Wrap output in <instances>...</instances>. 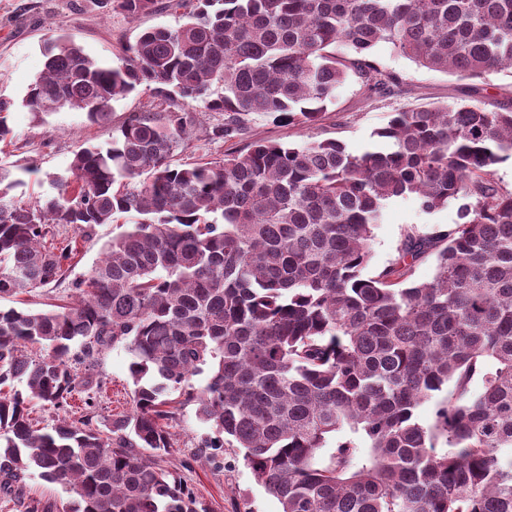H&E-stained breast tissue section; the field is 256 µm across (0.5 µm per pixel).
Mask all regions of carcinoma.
Wrapping results in <instances>:
<instances>
[{"label":"carcinoma","mask_w":512,"mask_h":512,"mask_svg":"<svg viewBox=\"0 0 512 512\" xmlns=\"http://www.w3.org/2000/svg\"><path fill=\"white\" fill-rule=\"evenodd\" d=\"M111 2L131 18L158 9ZM165 7L186 9L184 21L142 30L115 66L69 35L47 42L24 99L36 114L105 123L145 83L158 107L131 114L108 146L82 145L54 196L11 194L25 182L0 164V299L68 270L78 247L45 245L54 225L88 236L129 221L74 282L72 304L0 308V494L25 512H209L144 459L172 448L176 394L213 431L195 456L243 449L281 512H512V189L494 177L512 159V105L481 100L488 75L512 77V0ZM381 44L471 81L470 95L395 113L375 132L385 147L358 154L336 139L255 140L217 161L176 160L200 112L224 113L214 135L232 140L252 114L316 123L351 80L391 92L398 78L369 60ZM399 196L428 213L455 203L458 221L408 231L396 262L367 276L372 229ZM428 254L434 274L416 281ZM120 343L133 409L101 428L103 381L77 366ZM448 385L423 426L416 410ZM75 394L80 424L33 429L35 404L61 409ZM33 472L65 485L69 506L24 502Z\"/></svg>","instance_id":"cac0c4a2"}]
</instances>
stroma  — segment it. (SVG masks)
<instances>
[{
  "mask_svg": "<svg viewBox=\"0 0 512 512\" xmlns=\"http://www.w3.org/2000/svg\"><path fill=\"white\" fill-rule=\"evenodd\" d=\"M178 21V12L169 10L132 18L105 6L102 0H0V98L13 103L9 114L12 138L0 144V162L18 165L28 162L38 167V174L26 179L25 194H56L53 179L69 175L70 164L81 144L107 145L115 127L131 113L157 103L151 89L142 86L125 99L113 102L112 118L107 124L89 123L83 113L66 108L42 116L29 112L23 100L29 85L44 68V43L58 35L70 34L89 55L114 65L121 45L134 41L141 30L173 26ZM370 58L379 68L398 77L399 85L393 93L370 96L358 83L349 82L338 89L335 102L316 125H283L267 115L254 114L244 134L231 141L213 134L214 127L224 121L223 113L206 112L201 117L202 132L198 140L181 154V161L219 160L230 150L256 139L300 145L332 138L356 154L377 145V130L394 113L450 101L461 96L466 87L465 81L419 67L386 45L375 48ZM456 220L457 211L452 204L426 213L420 210L414 197L388 200L380 224L373 229L367 274H374L395 261L407 230L430 234L447 229ZM118 231L114 224L97 226L89 238L76 240L80 253L56 284L14 299L2 298L0 306L36 312L70 302L74 282L90 272L103 244ZM130 360L127 349L119 345L103 350L93 366V374L105 382L98 398L102 416L113 418L131 411ZM170 432L173 446L162 465L178 470L183 480L205 500L210 512H280L279 502L255 481L244 462L242 449L225 448L224 463L218 468L194 459L198 445L210 433L209 426L197 418L194 405L178 408Z\"/></svg>",
  "mask_w": 512,
  "mask_h": 512,
  "instance_id": "35a3bbf8",
  "label": "stroma"
}]
</instances>
